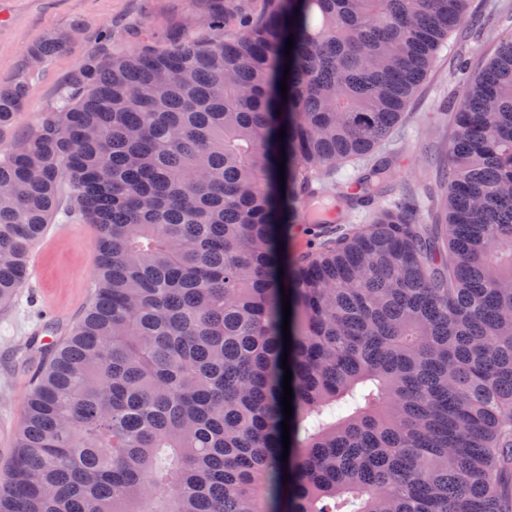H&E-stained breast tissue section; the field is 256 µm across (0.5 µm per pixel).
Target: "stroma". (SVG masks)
Masks as SVG:
<instances>
[{
	"label": "stroma",
	"mask_w": 512,
	"mask_h": 512,
	"mask_svg": "<svg viewBox=\"0 0 512 512\" xmlns=\"http://www.w3.org/2000/svg\"><path fill=\"white\" fill-rule=\"evenodd\" d=\"M206 0H0V83L24 81L27 105L18 122L0 129V149L21 138L36 115L60 94L79 64L108 44L121 56L145 45L162 47L188 19L206 24ZM472 24L455 31L436 55L405 116L380 149L398 180L392 201L416 202L426 223L441 203L439 168L446 159L452 101L461 88L459 62L470 72L484 68L499 41L512 35V0H472ZM65 35L67 48L40 67L28 51L39 40ZM97 229L92 224H51L30 254L35 274L7 309H0V476L11 467L25 399L43 365L33 344L35 327H71L84 312L98 265Z\"/></svg>",
	"instance_id": "1"
}]
</instances>
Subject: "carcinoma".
Instances as JSON below:
<instances>
[{"mask_svg":"<svg viewBox=\"0 0 512 512\" xmlns=\"http://www.w3.org/2000/svg\"><path fill=\"white\" fill-rule=\"evenodd\" d=\"M470 2L263 0L226 37L235 0H213L203 33L86 58L0 150V307L47 225H96L99 253L0 512H512V37L450 113L441 223H344L393 190L381 157L281 248L288 201L389 138ZM26 97L0 84V128Z\"/></svg>","mask_w":512,"mask_h":512,"instance_id":"1","label":"carcinoma"}]
</instances>
